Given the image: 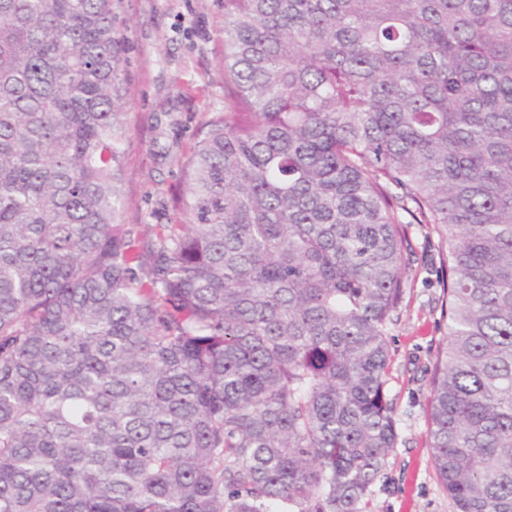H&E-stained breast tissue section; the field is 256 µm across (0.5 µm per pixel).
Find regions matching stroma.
<instances>
[{
    "mask_svg": "<svg viewBox=\"0 0 512 512\" xmlns=\"http://www.w3.org/2000/svg\"><path fill=\"white\" fill-rule=\"evenodd\" d=\"M127 44L130 135L121 184L129 224H179L180 165L224 109L223 0H119ZM415 259L390 330V397L397 442L373 486L369 512H454L431 461L429 368L446 327L436 236L405 227Z\"/></svg>",
    "mask_w": 512,
    "mask_h": 512,
    "instance_id": "obj_1",
    "label": "stroma"
}]
</instances>
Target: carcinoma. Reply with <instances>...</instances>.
Here are the masks:
<instances>
[{"label":"carcinoma","instance_id":"obj_1","mask_svg":"<svg viewBox=\"0 0 512 512\" xmlns=\"http://www.w3.org/2000/svg\"><path fill=\"white\" fill-rule=\"evenodd\" d=\"M115 0H0V512H368L430 224L432 462L512 512V0H224L182 224H128Z\"/></svg>","mask_w":512,"mask_h":512}]
</instances>
